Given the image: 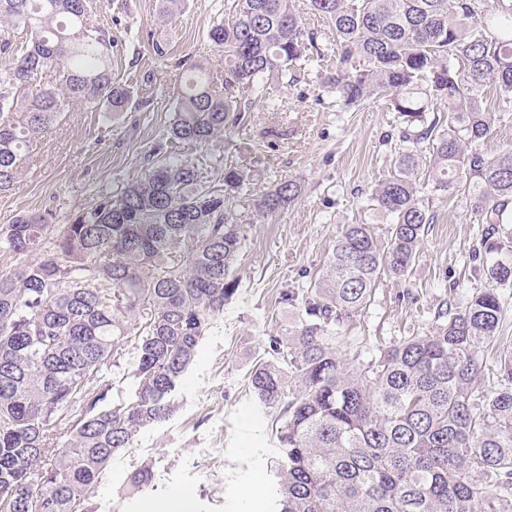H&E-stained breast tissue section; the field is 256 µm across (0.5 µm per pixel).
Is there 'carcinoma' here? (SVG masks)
Returning <instances> with one entry per match:
<instances>
[{
  "label": "carcinoma",
  "instance_id": "1",
  "mask_svg": "<svg viewBox=\"0 0 512 512\" xmlns=\"http://www.w3.org/2000/svg\"><path fill=\"white\" fill-rule=\"evenodd\" d=\"M328 21L339 50L323 84L344 105L388 98L407 122L448 113L436 137L434 189L468 185L484 224H505L512 204V148L489 157L481 93L492 85L512 103V0H308ZM231 19L210 40L224 52V90L196 64L178 97L171 141L204 149L239 127L255 79L306 57L314 36L294 0H232ZM0 21L23 25L30 46L0 39V194L18 181L22 154L54 125L62 87L81 104L124 112L128 88L112 81V35L89 25L87 0H0ZM54 74L31 96L27 72ZM224 170L220 188L199 168L165 157L61 224L24 213L0 225V252L18 262L0 273V502L9 512H86L91 486L138 433L173 412L172 393L224 304L245 242L230 218V191L243 172ZM416 150L393 160L374 189L390 217L387 245L367 224H347L318 282L284 294L298 321L269 339L273 359L248 375L273 410L279 445V512H512V349L499 351L498 386H476L482 349L494 346L502 302L486 288L467 305L434 314L435 332L408 336L371 358L342 357L341 329L371 302L382 275L412 266L426 225ZM302 194L289 178L252 200L261 216ZM512 282V263L487 269ZM136 386L107 401L105 369L126 345ZM135 471L129 494L153 487Z\"/></svg>",
  "mask_w": 512,
  "mask_h": 512
}]
</instances>
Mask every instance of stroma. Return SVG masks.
<instances>
[{"instance_id":"stroma-1","label":"stroma","mask_w":512,"mask_h":512,"mask_svg":"<svg viewBox=\"0 0 512 512\" xmlns=\"http://www.w3.org/2000/svg\"><path fill=\"white\" fill-rule=\"evenodd\" d=\"M295 2L306 30L316 35L319 55L258 77L244 124L231 135L202 150L185 145L169 151L209 178L214 155L249 172L251 183L234 211L247 237L234 270L239 287L180 379L172 416L141 430L131 448L113 457L88 495L91 512H154L176 489L192 494L194 512H277L273 418L251 392L248 374L265 357L270 337L298 318L283 294L318 278L343 225L366 224L380 242L388 240L390 224L371 193L406 148L408 125L384 99L351 107L337 101L321 81L336 66V36L307 0ZM229 5L182 0L180 10L165 17L161 0H88L89 23L115 39L112 78L130 89L132 105L108 116L67 101L26 156L14 189L0 195V225L22 213L61 217L92 207L100 195L140 176L173 120L191 65L205 61L223 73L224 55L209 32L227 19ZM482 106L491 132L478 147L492 156L512 147V111L503 110L491 88ZM432 146L429 139L417 146L416 182L433 220L415 262L405 277H382L370 305L343 330L366 357L403 337L432 333L439 305L465 307L489 287L487 266L512 261L506 233L495 236L502 250L482 247L487 227L471 210L467 186L449 198L434 191ZM284 178L301 181V196L276 216H258L251 198ZM145 465L154 471L153 488L129 498L127 477Z\"/></svg>"}]
</instances>
